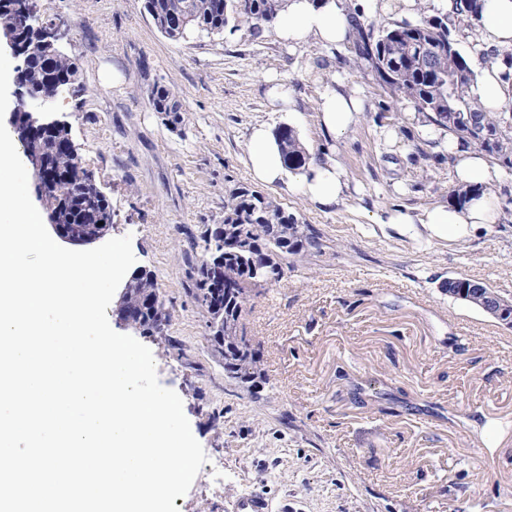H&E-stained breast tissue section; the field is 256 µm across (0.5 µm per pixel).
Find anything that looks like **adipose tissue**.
Masks as SVG:
<instances>
[{"label": "adipose tissue", "mask_w": 512, "mask_h": 512, "mask_svg": "<svg viewBox=\"0 0 512 512\" xmlns=\"http://www.w3.org/2000/svg\"><path fill=\"white\" fill-rule=\"evenodd\" d=\"M415 5L416 0H288L278 19L277 36L291 46L308 42L336 46L346 40L355 20L379 10L407 13ZM474 36L484 51L477 62L479 77L474 94L488 111L512 108V81L504 79L505 73L512 71V61L506 56L512 49V0H485ZM360 111L361 103L355 96L326 87L318 112L319 126L330 136L343 133L356 123ZM452 155L459 180L480 186L481 191L464 208L436 206L427 211L425 223L447 239L496 223L501 213L499 201L485 191L486 186L498 182L499 169L473 149L456 146ZM248 162L255 180L284 184L288 192L322 208L336 206L347 187L342 167L326 150L305 169L288 171L275 136L264 125L254 127L249 135Z\"/></svg>", "instance_id": "obj_1"}]
</instances>
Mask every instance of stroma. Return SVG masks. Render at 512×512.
Returning <instances> with one entry per match:
<instances>
[{"label":"stroma","instance_id":"stroma-1","mask_svg":"<svg viewBox=\"0 0 512 512\" xmlns=\"http://www.w3.org/2000/svg\"><path fill=\"white\" fill-rule=\"evenodd\" d=\"M144 3L36 0L79 66L52 116L109 200L111 237L131 236L135 268L155 274L170 312L143 343L207 456L178 512H239L246 495L267 512H512V326L446 291L465 278L512 298V221L456 241L387 223L447 204L458 182L446 132L353 48L291 47L270 24L173 40ZM332 75L362 111L329 143L317 114ZM279 82L294 111L273 105ZM158 85L182 103L180 125L150 107ZM259 124L293 128L311 152L333 146L348 182L336 207L254 181ZM238 184L322 243L242 317L263 353L253 387L225 375L194 298L206 233Z\"/></svg>","mask_w":512,"mask_h":512}]
</instances>
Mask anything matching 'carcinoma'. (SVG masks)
Instances as JSON below:
<instances>
[{
    "instance_id": "obj_1",
    "label": "carcinoma",
    "mask_w": 512,
    "mask_h": 512,
    "mask_svg": "<svg viewBox=\"0 0 512 512\" xmlns=\"http://www.w3.org/2000/svg\"><path fill=\"white\" fill-rule=\"evenodd\" d=\"M285 0H146V8L156 27L167 37L179 40L192 33H222L228 25L251 29L275 21ZM31 52L22 79L34 93L51 85V80L68 81L78 74L75 61L64 54L48 53L33 37ZM355 46L359 58L369 62L377 76L392 91L426 114L428 121L448 131L462 143L479 145L490 161L512 171V123L505 124L503 113L487 112L473 93L474 72L456 48L448 22L435 16L417 22L401 21L373 36V31L358 23ZM460 82L457 105L448 103V80ZM149 104L156 112H171L173 122L182 121V106L171 91L159 86ZM477 117L482 131L491 136L478 144L481 136L472 132L461 117ZM25 153L45 157L52 173L48 198L57 224L68 233L87 239L97 237L109 223L111 211L107 197L93 183L80 149L59 132L31 133L16 130ZM284 165L290 171L306 167L311 155L289 126L276 132ZM224 223L244 224L252 250L239 249L234 236L224 237V261L210 265L202 260L195 298L208 314L207 327L216 315L224 318V334L211 341L224 356V373L242 383H252L261 375V348L251 343L240 329V320L256 296V269L269 256L272 262L270 284L284 277L283 260L305 258L321 251L322 243L301 229L297 216L285 210L272 197L243 184L224 193ZM283 227L280 236L272 225ZM126 318L138 325L143 336L157 334L170 314L161 298L155 275L146 270L134 272L122 294Z\"/></svg>"
}]
</instances>
